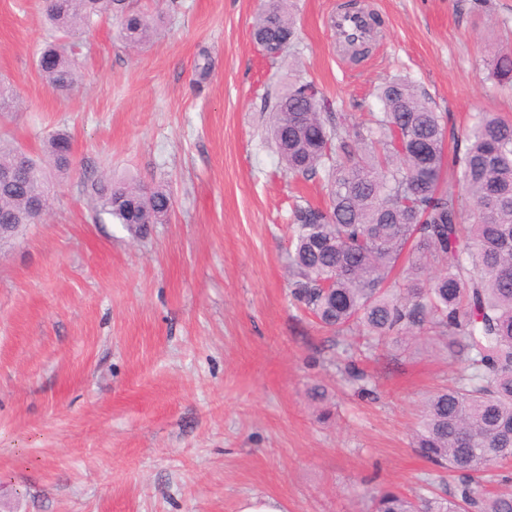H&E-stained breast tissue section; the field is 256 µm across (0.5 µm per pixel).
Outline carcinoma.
<instances>
[{"instance_id":"carcinoma-1","label":"carcinoma","mask_w":512,"mask_h":512,"mask_svg":"<svg viewBox=\"0 0 512 512\" xmlns=\"http://www.w3.org/2000/svg\"><path fill=\"white\" fill-rule=\"evenodd\" d=\"M46 25L62 39L46 44L37 65L48 86L67 94L78 82L67 38L104 16L120 20L129 49L149 43L153 19L127 0H44ZM259 47L276 62L297 41L291 0H264L252 24ZM492 76L512 86V49L486 59ZM381 108L350 125L322 88L299 74L266 95L269 135L283 170L322 175L326 200L297 198L290 208L291 294L354 355L419 335L460 360L453 385L422 404L413 447L431 465L458 474L446 499L384 491L372 512H512V491H489L490 465L512 458V120L478 112L445 153L448 113L436 111L407 78L377 88ZM0 131V170L25 175L0 194V225L12 240L50 207L43 167ZM71 137L49 135L45 163L70 164ZM98 214L125 226L162 223L172 208L161 185L105 178L90 184ZM310 403L330 400L313 384Z\"/></svg>"}]
</instances>
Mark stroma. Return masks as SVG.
Masks as SVG:
<instances>
[{"label": "stroma", "mask_w": 512, "mask_h": 512, "mask_svg": "<svg viewBox=\"0 0 512 512\" xmlns=\"http://www.w3.org/2000/svg\"><path fill=\"white\" fill-rule=\"evenodd\" d=\"M341 3L294 0L289 61L348 123L396 75L456 136L478 112L512 118V89L484 64L512 43V0H360L381 25L357 59L327 23ZM42 4L0 0V78L20 103L0 128L37 159L69 132L73 156L48 172L42 223L0 245V512H239L252 496L370 512L385 488L452 493L412 447L422 400L458 370L450 353L391 343L361 361L376 385L363 395L290 296L289 206L323 194L277 169L262 98L289 61L252 41L262 0H134L161 15L157 35L134 52L112 17L82 30L64 98L36 65L55 38ZM103 175L169 186L168 222L134 234L93 219ZM315 382L335 395L330 420L307 406Z\"/></svg>", "instance_id": "1"}]
</instances>
